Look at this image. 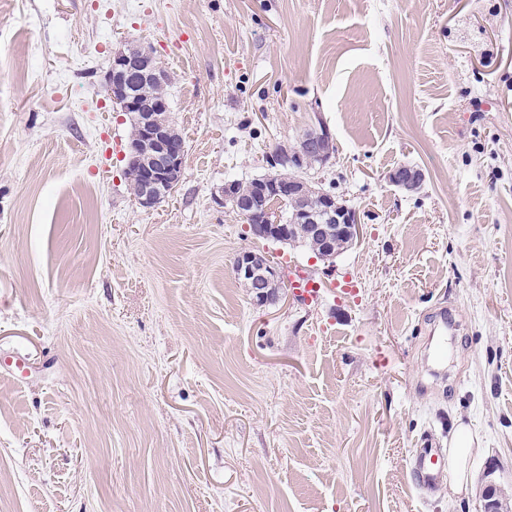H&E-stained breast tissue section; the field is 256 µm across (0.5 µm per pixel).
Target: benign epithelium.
Here are the masks:
<instances>
[{"label": "benign epithelium", "mask_w": 512, "mask_h": 512, "mask_svg": "<svg viewBox=\"0 0 512 512\" xmlns=\"http://www.w3.org/2000/svg\"><path fill=\"white\" fill-rule=\"evenodd\" d=\"M135 73L144 79L162 84L167 80L165 71L156 63L153 52L140 46H128L113 53L112 64L105 77V89L112 100L124 102L123 111L133 114L138 119L136 143L128 146L127 166L138 168L141 182L135 199L139 206L150 209L162 201V195L172 194L178 187L183 170L185 147L175 143L169 134L164 117L167 103L158 98L151 105L152 111H142V105L130 90L129 80ZM326 133L308 132L303 135L305 152L294 156L293 162L299 168H310L326 162ZM391 181L400 189L410 192L417 181V172L401 166L391 175ZM312 190L310 181L303 176L280 178L269 176L265 179L264 191H271L288 198ZM322 204L318 208L301 209L286 222L270 211L261 209L256 200L236 199L231 193L223 194L226 200L251 224L257 236L277 241L292 233L294 225H309V234L322 240V251L333 252L332 232L327 224H336V231L342 236H354L359 232L356 212L336 203L334 194L317 190ZM235 272L243 278H253L259 285L271 284L281 280L278 268L270 265L261 267L242 257L235 266Z\"/></svg>", "instance_id": "1"}]
</instances>
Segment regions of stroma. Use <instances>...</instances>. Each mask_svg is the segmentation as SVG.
I'll return each mask as SVG.
<instances>
[{
	"label": "stroma",
	"instance_id": "35a3bbf8",
	"mask_svg": "<svg viewBox=\"0 0 512 512\" xmlns=\"http://www.w3.org/2000/svg\"><path fill=\"white\" fill-rule=\"evenodd\" d=\"M126 45L185 141L152 209L105 90ZM318 122L336 152L307 177L361 224L330 260L214 200ZM249 250L321 305H259ZM11 350L31 369L0 374V512H480L488 489L512 512V0H0ZM463 433L467 493L414 487V451ZM296 273L289 276V286L294 294L306 305H318L322 302L321 287L296 269Z\"/></svg>",
	"mask_w": 512,
	"mask_h": 512
}]
</instances>
